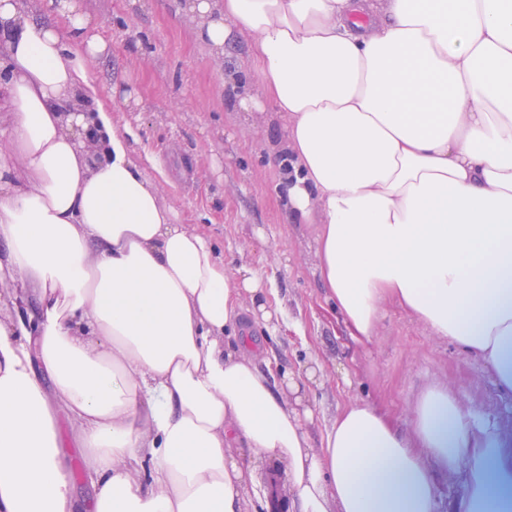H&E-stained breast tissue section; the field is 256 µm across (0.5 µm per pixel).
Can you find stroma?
Segmentation results:
<instances>
[{"label":"stroma","instance_id":"35a3bbf8","mask_svg":"<svg viewBox=\"0 0 512 512\" xmlns=\"http://www.w3.org/2000/svg\"><path fill=\"white\" fill-rule=\"evenodd\" d=\"M98 22L108 56L97 68L100 98L135 150L163 165L162 197L183 223L196 224L221 246L229 266L246 262L277 288V299L299 330L268 337L265 345L289 370L320 367L310 398L321 422L345 401L383 404L401 422L430 381L448 383L470 410L512 424V397L492 372L456 344L434 336L410 314L387 306L374 341L351 345L323 299L316 273L314 228L285 220V172L268 166L271 143L283 139L275 113L238 120L233 106L249 93L248 58L234 78L196 37L189 19L173 23L184 0H83ZM136 91L126 100L120 89Z\"/></svg>","mask_w":512,"mask_h":512}]
</instances>
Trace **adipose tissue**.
Listing matches in <instances>:
<instances>
[{
    "instance_id": "1",
    "label": "adipose tissue",
    "mask_w": 512,
    "mask_h": 512,
    "mask_svg": "<svg viewBox=\"0 0 512 512\" xmlns=\"http://www.w3.org/2000/svg\"><path fill=\"white\" fill-rule=\"evenodd\" d=\"M247 54L286 136L288 221L316 227L327 304L358 346L386 305L512 395V0H188ZM81 0H0V512H243L273 464L298 512H512V430L434 381L408 426L352 399L312 437L307 383L247 333L288 317L162 201L99 105ZM459 475L445 503L439 481ZM59 428L66 442L63 449L68 455L69 467L72 472L75 488L81 497L89 500L90 488L83 469L81 448H76L70 442L71 422L63 414L59 418Z\"/></svg>"
}]
</instances>
